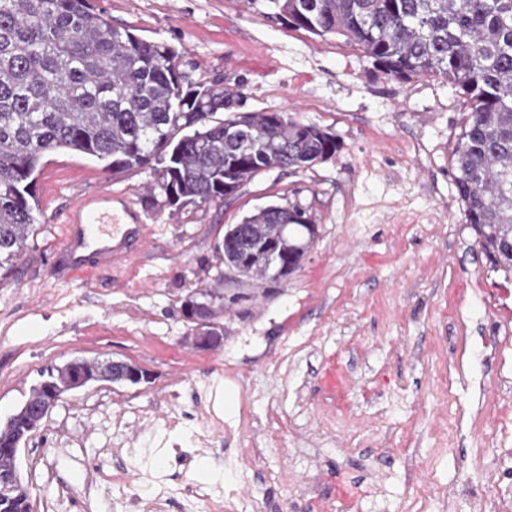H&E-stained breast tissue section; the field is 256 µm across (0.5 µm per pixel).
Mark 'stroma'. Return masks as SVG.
<instances>
[{
  "mask_svg": "<svg viewBox=\"0 0 512 512\" xmlns=\"http://www.w3.org/2000/svg\"><path fill=\"white\" fill-rule=\"evenodd\" d=\"M172 46L186 83L243 85V112L334 135L332 157L268 170L215 202L169 206L145 166L60 150L36 178L34 233L0 277V421L42 372L122 359L149 382L57 402L22 445L35 512H491L460 491L512 456V274L463 218L451 164L464 98L401 81L344 37L288 27L272 0H90ZM130 196L145 244L107 271L54 273L71 197ZM269 205L317 228L288 279L224 277L227 225ZM229 294L224 344L193 348L181 305Z\"/></svg>",
  "mask_w": 512,
  "mask_h": 512,
  "instance_id": "35a3bbf8",
  "label": "stroma"
}]
</instances>
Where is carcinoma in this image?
Wrapping results in <instances>:
<instances>
[{
	"mask_svg": "<svg viewBox=\"0 0 512 512\" xmlns=\"http://www.w3.org/2000/svg\"><path fill=\"white\" fill-rule=\"evenodd\" d=\"M288 26L341 35L398 79L436 75L470 112L452 154L463 216L492 267L512 274V0H273ZM176 51L117 28L90 0H0V269L37 221L36 173L80 152L115 173L151 163L166 197L224 199L270 169L335 155L336 138L264 112L239 113L240 90L184 85ZM218 112L222 119H214ZM237 130L233 137L227 135ZM244 244L275 237L300 267L310 224L297 207L246 216Z\"/></svg>",
	"mask_w": 512,
	"mask_h": 512,
	"instance_id": "carcinoma-1",
	"label": "carcinoma"
}]
</instances>
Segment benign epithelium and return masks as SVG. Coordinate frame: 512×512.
I'll use <instances>...</instances> for the list:
<instances>
[{
	"instance_id": "1",
	"label": "benign epithelium",
	"mask_w": 512,
	"mask_h": 512,
	"mask_svg": "<svg viewBox=\"0 0 512 512\" xmlns=\"http://www.w3.org/2000/svg\"><path fill=\"white\" fill-rule=\"evenodd\" d=\"M183 313L188 321L194 323L196 336L192 337V342L196 348L209 351L223 345V333L219 332L213 324L216 309L215 303L209 296L203 292L194 294L184 302ZM102 364L111 368L112 373L103 374L100 370L90 367L88 363L77 359L66 363V366L73 371L68 384L57 388L50 382L44 383V386L48 387L49 394L46 403L37 411L36 416L28 418L15 434L5 440L6 447L0 448V454L7 458V464L0 465V512L30 504V487L21 479L17 466L20 447L29 434L47 417L65 392L98 382L139 385L150 379V375L142 367L132 362L105 359Z\"/></svg>"
}]
</instances>
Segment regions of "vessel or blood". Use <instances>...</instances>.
Returning a JSON list of instances; mask_svg holds the SVG:
<instances>
[{"label": "vessel or blood", "mask_w": 512, "mask_h": 512, "mask_svg": "<svg viewBox=\"0 0 512 512\" xmlns=\"http://www.w3.org/2000/svg\"><path fill=\"white\" fill-rule=\"evenodd\" d=\"M66 229L57 253L61 277L100 271L141 245L143 218L129 197L113 207L112 193L94 189L78 195L64 212Z\"/></svg>", "instance_id": "vessel-or-blood-1"}]
</instances>
